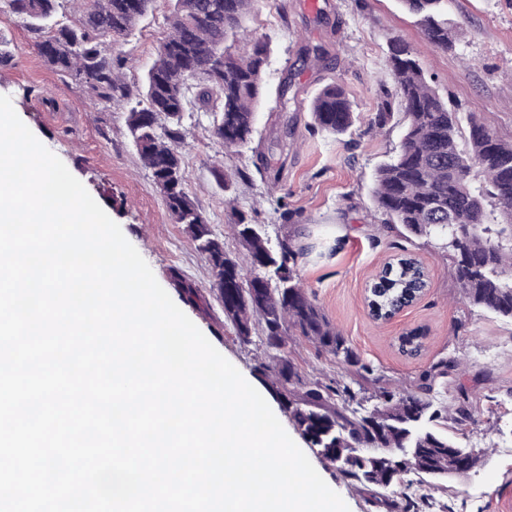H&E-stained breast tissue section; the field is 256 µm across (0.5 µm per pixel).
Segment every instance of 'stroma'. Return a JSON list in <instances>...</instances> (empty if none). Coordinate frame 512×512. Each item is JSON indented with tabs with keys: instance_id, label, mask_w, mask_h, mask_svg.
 I'll list each match as a JSON object with an SVG mask.
<instances>
[{
	"instance_id": "stroma-1",
	"label": "stroma",
	"mask_w": 512,
	"mask_h": 512,
	"mask_svg": "<svg viewBox=\"0 0 512 512\" xmlns=\"http://www.w3.org/2000/svg\"><path fill=\"white\" fill-rule=\"evenodd\" d=\"M167 13L165 0H159L123 44L130 82L140 83L152 64ZM448 15L456 47L447 52L426 43L415 18L397 0H319L314 9L307 0H262L258 13L244 22L245 31L265 36L270 44L266 97L250 149L225 157L211 133L212 114L189 112L181 155L186 190L228 253H242L231 231L235 210L264 225L272 239L306 247L298 262L304 285L380 377L364 382L367 392L379 385L415 389L423 371L456 361L447 377L436 379L435 389L447 405L466 391L470 416L448 430L487 449L488 457L468 475L416 487L415 493L422 512H494L495 503L512 498V322L462 300L441 244L409 240L387 228L371 197L374 171L397 150L403 132L395 120L381 130L370 124L385 93L395 89L387 64L392 43L414 51L461 122L477 117L512 140V0H451ZM0 41L13 54L11 62L0 65V95L10 97L23 123L120 225L176 305L263 395L284 429H291L267 381L254 372L266 358L264 346L242 342L225 321L208 261L184 225L170 216L131 143L122 112L53 71L32 49L22 23L6 12H0ZM317 46L326 51L319 66L303 54ZM287 79L304 103L327 81L341 84L359 114L351 134L337 139L312 130L304 110L277 111L276 90ZM220 169L235 170L237 176L223 182L216 175ZM229 199L234 208L226 207ZM286 210L292 219H283ZM405 252L426 268L428 287L392 321L375 322L365 308V290L388 261ZM185 283L196 291L194 302L182 294ZM412 331L423 336V348L415 355L401 353L396 338ZM287 350L308 377L352 376L304 337H290ZM312 464L350 512H397L404 485L383 491L374 504L320 458Z\"/></svg>"
}]
</instances>
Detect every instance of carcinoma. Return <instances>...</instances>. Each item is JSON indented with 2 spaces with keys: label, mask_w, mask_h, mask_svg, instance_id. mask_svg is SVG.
<instances>
[{
  "label": "carcinoma",
  "mask_w": 512,
  "mask_h": 512,
  "mask_svg": "<svg viewBox=\"0 0 512 512\" xmlns=\"http://www.w3.org/2000/svg\"><path fill=\"white\" fill-rule=\"evenodd\" d=\"M69 2L77 6L70 23L57 20L61 0H0V11L21 20L53 71L126 112L129 135L169 214L185 225L200 252L211 253L212 277H224L219 295L224 319L239 337L261 332L268 360L257 372L272 380V390L284 399L283 410L304 441L318 448H360L361 458L340 473L361 490L384 488L393 473L446 480L451 474L445 467L453 464L455 450L467 452V465L477 467L484 452L448 433V407L438 405L433 394L435 378L448 375V363L424 372L416 391L385 388L370 397L346 382L306 378L283 351L292 329L363 379L374 374V367L302 285L297 262L303 248L284 239L272 244L262 225L240 213L233 226L252 275L226 251H211L208 222L186 190L179 152L184 114L214 113L212 136L227 154L251 142L269 42L239 33L259 0H169L166 33L137 86L124 76L127 58L121 45L158 0ZM400 3L428 43L445 50L455 45L448 0ZM388 67L396 99L383 98L371 124L383 128L396 108L404 133L397 154L375 173L374 199L383 223L401 226L408 239L441 241L467 303L512 322V142L474 116L462 128L456 108L440 97L407 46L391 45ZM309 111L315 129L336 137L358 119L345 89L333 80L311 99ZM402 261L376 297L384 309L393 306L413 277L414 259ZM368 400L374 402L370 408L364 405ZM406 438L416 452L411 466L394 452Z\"/></svg>",
  "instance_id": "carcinoma-1"
}]
</instances>
